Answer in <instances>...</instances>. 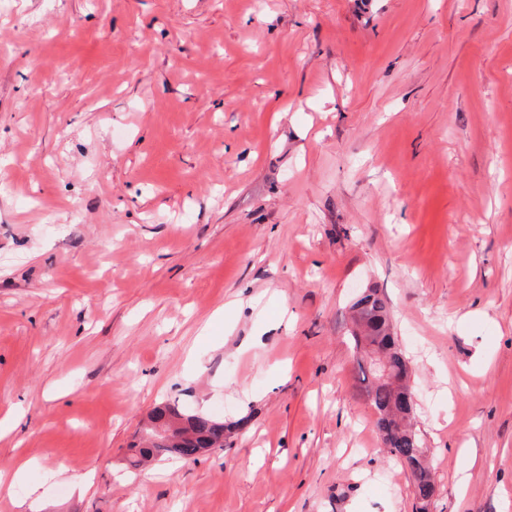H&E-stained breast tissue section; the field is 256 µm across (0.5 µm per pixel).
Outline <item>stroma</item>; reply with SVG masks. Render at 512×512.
<instances>
[{
	"label": "stroma",
	"mask_w": 512,
	"mask_h": 512,
	"mask_svg": "<svg viewBox=\"0 0 512 512\" xmlns=\"http://www.w3.org/2000/svg\"><path fill=\"white\" fill-rule=\"evenodd\" d=\"M370 289L434 512H512V0L0 10V512H416ZM162 404L223 447L127 470ZM360 304L366 307L361 311H356ZM354 323L356 325L355 336L351 335L353 349L356 351L360 341H371L377 343L380 347H388L389 359L395 367H402L406 362V357L397 346L396 336H392L388 319L387 302L378 296L375 290L366 294L359 302L353 306ZM382 316L387 318L386 321ZM404 355V356H403ZM369 361L376 373V381L384 385L390 392L397 393L404 384L400 374L391 367L385 351L366 350ZM357 374L358 383L366 398L362 396L373 409L378 413L385 412L401 421V432L396 434L389 442L387 451L392 458L400 462L405 468L406 463L416 460L417 470L411 477L409 476V480L417 506L419 500L427 499L431 495L434 483L430 470L424 464L427 457L426 451L412 422L414 410H402L397 406L390 393L380 388H374L368 378L367 369L361 361H357ZM417 454H419L418 458Z\"/></svg>",
	"instance_id": "obj_1"
}]
</instances>
